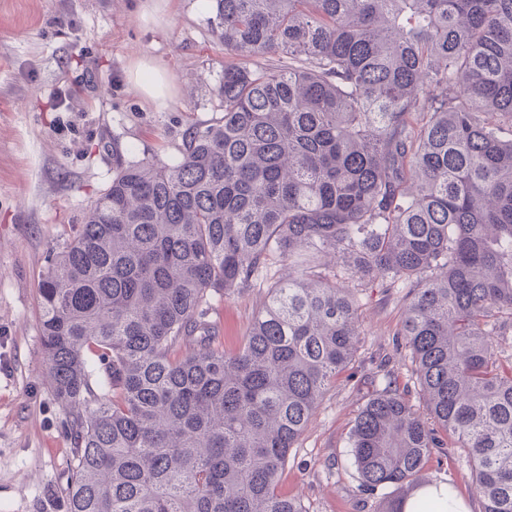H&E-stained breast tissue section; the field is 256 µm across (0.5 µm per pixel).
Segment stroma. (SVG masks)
Wrapping results in <instances>:
<instances>
[{"mask_svg": "<svg viewBox=\"0 0 512 512\" xmlns=\"http://www.w3.org/2000/svg\"><path fill=\"white\" fill-rule=\"evenodd\" d=\"M140 0H0V512H67L73 466L67 414L45 382L39 283L52 250L112 181V152L177 157L183 131L219 116L229 58L213 0H169L142 18ZM163 65L171 95L155 108L129 83L140 59ZM81 87L71 96L73 87ZM351 283L364 314L352 362L337 376L291 448L279 490L306 512H379L383 490L362 486L348 436L371 392L389 374L409 388L399 334L406 288ZM265 300L261 288L212 300L225 349L239 345ZM423 474L471 499L469 467L451 449Z\"/></svg>", "mask_w": 512, "mask_h": 512, "instance_id": "35a3bbf8", "label": "stroma"}]
</instances>
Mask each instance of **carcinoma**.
Masks as SVG:
<instances>
[{"instance_id": "obj_1", "label": "carcinoma", "mask_w": 512, "mask_h": 512, "mask_svg": "<svg viewBox=\"0 0 512 512\" xmlns=\"http://www.w3.org/2000/svg\"><path fill=\"white\" fill-rule=\"evenodd\" d=\"M216 28L222 116L173 164L113 148L42 275L68 512H305L280 473L361 336L329 252L409 288L425 414L388 375L349 433L361 484L397 489L380 512L447 446L482 512H512V0H216ZM276 258L297 277L268 280ZM262 282L225 351L212 297Z\"/></svg>"}]
</instances>
